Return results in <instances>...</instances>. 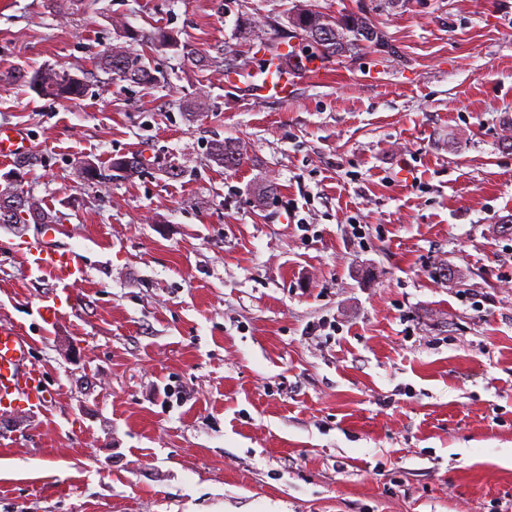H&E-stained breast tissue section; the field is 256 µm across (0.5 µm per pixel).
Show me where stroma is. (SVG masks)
Here are the masks:
<instances>
[{"instance_id":"obj_1","label":"stroma","mask_w":512,"mask_h":512,"mask_svg":"<svg viewBox=\"0 0 512 512\" xmlns=\"http://www.w3.org/2000/svg\"><path fill=\"white\" fill-rule=\"evenodd\" d=\"M361 2L0 0V126L85 270L31 273L40 226L0 225V328L51 394L0 411V512H512V0L371 8L395 56L254 95L291 16ZM119 21L174 34L146 50L164 82L96 69ZM47 66L86 96L11 77ZM120 154L142 173L81 180ZM18 78L28 82L34 89L64 101L82 98L87 93L84 77L64 67L38 69L29 79L23 70L18 72ZM27 140L14 128H0V160L8 161L28 151Z\"/></svg>"}]
</instances>
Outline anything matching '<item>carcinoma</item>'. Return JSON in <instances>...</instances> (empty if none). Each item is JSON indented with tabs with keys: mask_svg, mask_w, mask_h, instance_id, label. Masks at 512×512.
Returning a JSON list of instances; mask_svg holds the SVG:
<instances>
[{
	"mask_svg": "<svg viewBox=\"0 0 512 512\" xmlns=\"http://www.w3.org/2000/svg\"><path fill=\"white\" fill-rule=\"evenodd\" d=\"M304 12L300 11L290 20V25L300 31L301 43L299 51L309 59H331L343 57L364 49L367 37L364 30L374 26L366 16L357 17L353 14L340 18H332L331 24L336 29L335 40L331 43H321L314 40L310 34L301 28L300 21ZM124 42L111 45L101 50L95 57L96 66L109 75L115 82H126L130 85L148 86L158 82L156 69L152 68L141 55L131 51V45L142 42L157 44L161 47H175L177 41L170 35L161 32H144L123 28ZM18 78L28 82L34 89L56 99L69 101L81 98L87 93V85L82 76L67 68L45 67L27 74L18 72ZM240 150V142L234 139L216 140L210 144L209 154L211 160L219 165L230 155ZM143 161L141 156H120L112 159L110 170L120 172L124 177H133L141 173ZM21 213L4 216L0 211V224H50L53 222L51 214L44 211L32 198H27Z\"/></svg>",
	"mask_w": 512,
	"mask_h": 512,
	"instance_id": "1",
	"label": "carcinoma"
}]
</instances>
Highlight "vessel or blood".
<instances>
[{"mask_svg":"<svg viewBox=\"0 0 512 512\" xmlns=\"http://www.w3.org/2000/svg\"><path fill=\"white\" fill-rule=\"evenodd\" d=\"M272 70V76L253 81V90L275 100H288L300 76L299 71L289 68L283 59L276 60ZM27 150L26 139L14 128H0L1 161L14 159ZM56 232L55 225H44L41 241L28 249L29 269L60 283H77L84 276L83 268L71 250L58 245ZM41 380L42 373L32 362L24 337L16 331L0 329V409L21 400L37 408L43 406L47 394Z\"/></svg>","mask_w":512,"mask_h":512,"instance_id":"vessel-or-blood-1","label":"vessel or blood"}]
</instances>
